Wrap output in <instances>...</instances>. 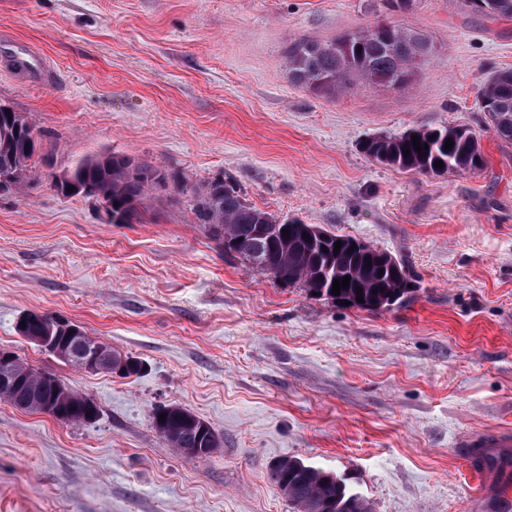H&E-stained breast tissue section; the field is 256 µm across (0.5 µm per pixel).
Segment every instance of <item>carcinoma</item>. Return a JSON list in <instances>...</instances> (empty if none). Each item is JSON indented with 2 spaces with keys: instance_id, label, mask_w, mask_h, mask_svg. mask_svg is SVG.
<instances>
[{
  "instance_id": "obj_1",
  "label": "carcinoma",
  "mask_w": 512,
  "mask_h": 512,
  "mask_svg": "<svg viewBox=\"0 0 512 512\" xmlns=\"http://www.w3.org/2000/svg\"><path fill=\"white\" fill-rule=\"evenodd\" d=\"M485 15L512 19V0H468ZM421 53L417 33L389 22L346 31L331 41L295 39L288 45L286 63L292 83L319 97H334L368 83L388 89L404 87L421 68L416 57ZM480 108L492 106L487 114L491 128L502 141L512 144V68L494 69L478 90ZM3 125L17 127V137L0 141V174L14 177V190L28 179L30 161L38 152V137L30 136L33 126L17 113L6 117ZM428 146L418 155L412 137ZM452 149L444 148L446 141ZM410 150L404 155L403 150ZM364 153L387 166L420 175L467 173L485 166L481 135L467 126H440L412 129L397 136H377L365 141ZM440 161L442 166L434 163ZM79 182L95 185L106 202L112 224H129L140 214L147 189L165 175L152 167L134 163L129 157L100 152L80 160L69 169ZM192 209L199 221L208 225L213 237L221 241L224 252L252 262V254L261 251L271 260L272 280L284 285L299 284L310 294L338 302L346 300L361 310H389L405 301L412 290L403 287L407 274L399 261L387 265L377 256L385 251L373 249L371 256L345 250H322L320 240L302 236L301 220L285 221L248 204L230 183L208 182L200 192H193ZM289 235H283V231ZM383 274H378V271ZM351 277L349 287L340 294L331 293L333 280ZM364 302H357V289ZM24 360L17 363V382L0 390V400L20 410L35 412L51 402L56 388L64 386L59 378L46 383L27 372ZM166 415L171 433L168 444L184 448H203L209 442L222 447L223 438L211 426L201 431L202 422L190 421L194 414L176 405H163L153 412L152 424L161 431L159 415ZM271 480L288 499L295 512H372L367 499L353 491L341 476L306 463L301 459H283L271 471Z\"/></svg>"
}]
</instances>
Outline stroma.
<instances>
[{"label":"stroma","instance_id":"stroma-1","mask_svg":"<svg viewBox=\"0 0 512 512\" xmlns=\"http://www.w3.org/2000/svg\"><path fill=\"white\" fill-rule=\"evenodd\" d=\"M0 0V103L39 134L31 178L0 196V348L97 406L70 424L0 401V512H293L284 458L345 478L373 512H477L480 449L512 433V144L483 170L419 175L362 143L481 128L477 90L512 68V20L464 0ZM388 19L433 54L403 88L317 97L288 79L298 38ZM160 170L141 216L107 224L55 181L102 151ZM252 206L387 251L414 281L363 311L278 285L225 254L189 206L215 177ZM31 311L80 323L143 364L92 374L19 336ZM224 440L174 451L156 407ZM458 447L461 448H510L512 446L511 439L500 435H476L459 442Z\"/></svg>","mask_w":512,"mask_h":512}]
</instances>
